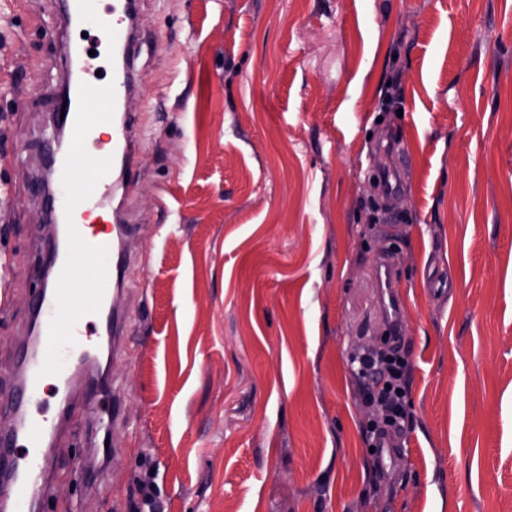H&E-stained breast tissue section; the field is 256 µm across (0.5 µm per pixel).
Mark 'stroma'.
Wrapping results in <instances>:
<instances>
[{
    "label": "stroma",
    "instance_id": "1",
    "mask_svg": "<svg viewBox=\"0 0 512 512\" xmlns=\"http://www.w3.org/2000/svg\"><path fill=\"white\" fill-rule=\"evenodd\" d=\"M124 422L67 425L44 512H512V0H138ZM59 0H0V389L48 235ZM392 136L403 150H374ZM395 167L399 193L376 172ZM405 300L384 480L352 354ZM99 456L96 490L68 479ZM376 274L379 288H381L382 307L388 325L390 338L398 336L397 341L402 342L403 335L401 315L404 303L401 295L395 290V272L391 263L379 261L376 265Z\"/></svg>",
    "mask_w": 512,
    "mask_h": 512
}]
</instances>
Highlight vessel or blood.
<instances>
[{
	"mask_svg": "<svg viewBox=\"0 0 512 512\" xmlns=\"http://www.w3.org/2000/svg\"><path fill=\"white\" fill-rule=\"evenodd\" d=\"M65 0L67 19L86 27H106L112 41L128 50L133 39L130 0ZM135 84L128 76L113 77L110 87L80 78L66 101L62 126L69 146L58 152L52 173L65 190L67 204L52 214L54 228L41 269L47 288L37 292L33 318L35 346L14 379L11 390L0 393V441L14 446L11 454H0V512H34L52 481L51 456L58 433L74 412L95 419L107 415L117 421L123 415L120 404L100 410L93 379H80L79 369L92 361V337L97 330L117 336L120 318L106 307L115 286L124 275L126 259L114 246V233L131 232L128 224L116 232L92 231L98 211L107 207L111 194L123 190V181L113 179L111 157L124 167L135 159L137 141L134 126L115 106ZM112 128V148L103 150L99 131ZM93 261L89 276H81L78 262ZM382 307L390 335L402 336L404 303L395 284L391 263L376 265ZM54 378L57 412L54 417L30 412L33 401L42 397L47 378Z\"/></svg>",
	"mask_w": 512,
	"mask_h": 512,
	"instance_id": "obj_1",
	"label": "vessel or blood"
}]
</instances>
